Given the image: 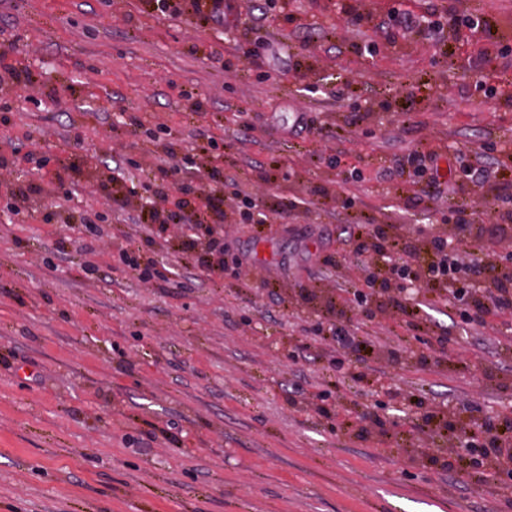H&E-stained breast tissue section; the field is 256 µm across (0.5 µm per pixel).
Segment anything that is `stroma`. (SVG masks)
<instances>
[{"instance_id":"obj_1","label":"stroma","mask_w":512,"mask_h":512,"mask_svg":"<svg viewBox=\"0 0 512 512\" xmlns=\"http://www.w3.org/2000/svg\"><path fill=\"white\" fill-rule=\"evenodd\" d=\"M274 2L241 0L223 29L144 0H0V512H512L493 471L462 469L417 427L471 401L512 414L499 331L415 295L423 330L353 316L376 336L368 360L337 369L320 336L363 285L358 225L449 231L425 180L381 182L383 162L440 148L459 158L460 197L476 194L467 163L512 152V72L477 87L482 38L466 30L387 47L353 29L347 4L382 20L397 0ZM257 37L281 59L247 57ZM300 111L311 131L294 130ZM170 146L189 161L181 183L211 187L215 158L225 195L268 212L223 227L246 278H216L195 259L204 244L182 253L172 231L147 250L151 282L122 263L146 204L114 176L150 180ZM327 146L363 180L344 182ZM27 180L40 193L12 206ZM439 335L447 349L430 353Z\"/></svg>"}]
</instances>
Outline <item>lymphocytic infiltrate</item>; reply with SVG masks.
Masks as SVG:
<instances>
[{
    "mask_svg": "<svg viewBox=\"0 0 512 512\" xmlns=\"http://www.w3.org/2000/svg\"><path fill=\"white\" fill-rule=\"evenodd\" d=\"M150 9L163 13H194L205 26L223 25L226 16L236 11L233 0H147ZM497 26L489 14L471 17L448 8L428 15L416 14L410 9H393L384 38L387 44L425 32L443 33L445 28H465L485 34L486 40L478 54L490 62L507 58L506 48L491 40ZM445 156L432 147L411 150L393 165L382 169L386 179L404 175L405 171L426 177L431 200L447 203L458 189L456 183L446 179L441 167ZM476 204L454 209L452 236L433 237L427 249L429 259L416 264L411 259L414 248L408 235L397 224H364L357 232V252L369 258L383 253L402 255L401 264L383 272H368L364 288L355 290L359 305L372 304L377 296L388 298V306L401 322L410 329H422L420 310L403 303L399 297V281L416 284L425 295L448 299L453 311L466 323L485 326L490 316L512 317V212L507 221L482 238L475 222ZM477 434L487 436L482 458L484 467L494 469L499 476L497 485L504 495L512 498V418L477 427Z\"/></svg>",
    "mask_w": 512,
    "mask_h": 512,
    "instance_id": "f902f5d3",
    "label": "lymphocytic infiltrate"
}]
</instances>
